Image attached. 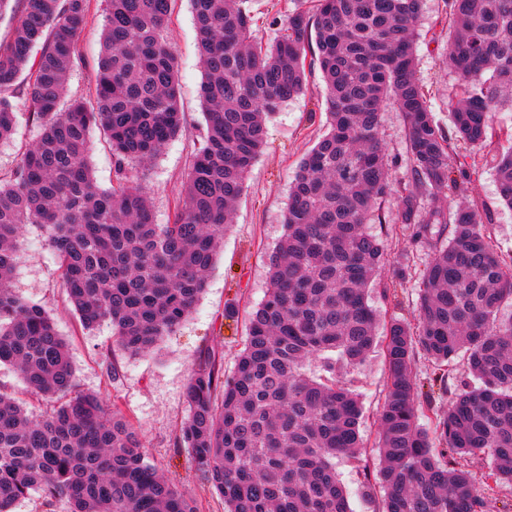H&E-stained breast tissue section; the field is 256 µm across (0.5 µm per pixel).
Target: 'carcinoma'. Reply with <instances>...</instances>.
I'll list each match as a JSON object with an SVG mask.
<instances>
[{
	"instance_id": "cac0c4a2",
	"label": "carcinoma",
	"mask_w": 512,
	"mask_h": 512,
	"mask_svg": "<svg viewBox=\"0 0 512 512\" xmlns=\"http://www.w3.org/2000/svg\"><path fill=\"white\" fill-rule=\"evenodd\" d=\"M174 0H106L96 105L65 101L87 0H18L0 43V140L25 91L38 124L10 179L0 180V366L55 401L41 416L0 391V512L32 491L68 512H196L191 498L145 461L141 434L94 395L76 390L68 347L49 314L12 286L25 229L46 234L82 326L112 325L131 355L154 348L204 291L245 176L265 147L267 118L321 72L329 121L302 159L268 255L269 288L251 314L231 375L206 353L191 370L179 444L224 499L225 512H351L336 459L361 460L362 406L344 374L379 342L368 302L388 261L365 229L389 198L397 220L434 256L418 288L415 322L383 336L387 383L379 408L377 479L360 470L380 512H493L465 463L490 460L483 485H512V256L490 241L492 217L469 198L471 153L492 137L491 114L512 106V0H448L449 128L416 77L423 0H309L269 44L257 40L250 0H191L206 132L194 150L173 223L157 224L132 174L182 126L176 61L164 35ZM406 127L407 178L380 136L384 106ZM103 132L115 183L99 187L90 132ZM512 207V147L497 163ZM474 382L435 408L413 366L448 383L459 357ZM321 363L324 375L305 373ZM425 417L429 426L420 424Z\"/></svg>"
}]
</instances>
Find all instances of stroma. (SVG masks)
Masks as SVG:
<instances>
[{"label":"stroma","instance_id":"obj_1","mask_svg":"<svg viewBox=\"0 0 512 512\" xmlns=\"http://www.w3.org/2000/svg\"><path fill=\"white\" fill-rule=\"evenodd\" d=\"M304 3L305 0H252V8L262 20L256 30L258 40H272L279 27L286 25L289 8ZM447 9V0H424L421 36L416 42L417 75L429 89L431 107L443 125L448 122V87L458 77L449 72L446 64L447 34L434 32L432 26ZM105 11V0H89L87 25L80 37V58L69 78L70 95L89 104L94 101ZM165 36L178 64L179 107L184 124L154 161L140 171L160 224L173 219L194 146L206 130L200 99L204 73L189 0H176ZM15 104L16 131L10 140L0 143L3 179L10 177L22 152L38 134L37 126L28 119L25 98H16ZM326 121L324 83L320 72L315 71L308 75L304 93L267 122L266 147L247 174L233 222L193 312L151 351L138 355L125 352L107 323L91 331L83 329L61 287L59 266L43 232L28 228L21 241L13 285L22 297L47 311L68 343L78 390L98 394L116 405L141 431L147 461L193 500L197 512H224V501L196 466L191 449L178 443L187 414L188 375L207 350L221 357L225 372H232L244 348L249 316L266 295L267 257L283 234L282 215L297 165L325 130ZM468 193L485 203L492 215L495 248L512 255V209L499 199L492 150L477 154ZM396 213L395 202L386 203L385 222L370 227L389 245L391 262L386 265V272H393L396 261L406 264L405 276L393 281L394 295L387 297L377 290L369 295L370 305L385 323L394 318L411 319L419 279L431 255L428 245L411 243L403 236ZM386 381L387 367L378 348L359 370L347 376L364 407L360 432L367 445L365 460L370 467L377 456L380 426L376 412Z\"/></svg>","mask_w":512,"mask_h":512}]
</instances>
